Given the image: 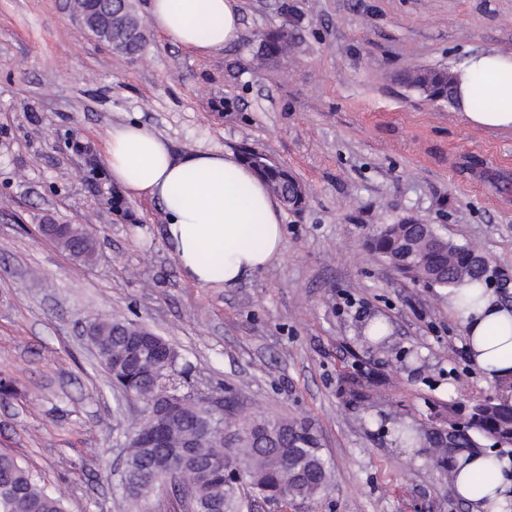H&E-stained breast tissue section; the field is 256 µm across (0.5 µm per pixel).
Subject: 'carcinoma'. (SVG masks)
Here are the masks:
<instances>
[{"label":"carcinoma","mask_w":512,"mask_h":512,"mask_svg":"<svg viewBox=\"0 0 512 512\" xmlns=\"http://www.w3.org/2000/svg\"><path fill=\"white\" fill-rule=\"evenodd\" d=\"M262 55L277 57L286 49V35L281 30L258 34ZM409 85L434 99H450L452 76L445 69L419 70L407 75ZM242 158L265 179L292 210L303 208L305 192L287 169L265 154L247 150ZM371 250L385 257L403 275L441 288H456L467 282L478 288L488 287L500 278V272L475 262V250L440 235L431 224H417L411 217L404 224H383L368 241ZM97 357L111 377L124 373L112 362V348L119 336H98ZM166 351L165 379L158 385H141L137 399L147 404L161 388L180 390L189 374L188 365L180 362L176 348L161 336H152ZM178 413L175 436L202 430L208 424L206 414L186 396ZM266 417L236 418L228 412L223 425L235 434L233 443L225 444L217 434L201 439L196 456H172L170 448H136L128 446L126 460L131 469L125 475L123 494L131 501L147 498L167 483L165 475L143 477L153 469L156 459L171 458L169 471L186 512H242L240 488L249 486L266 500H287L300 496L314 497L329 485L330 469L323 458L318 438L309 427L295 420L273 419L276 429L261 430ZM467 433L449 443L452 448H474L473 436L489 440L496 447L512 442V405L486 398L474 404L465 423ZM0 512H65L61 494L39 485L29 469L13 455L0 453Z\"/></svg>","instance_id":"obj_1"}]
</instances>
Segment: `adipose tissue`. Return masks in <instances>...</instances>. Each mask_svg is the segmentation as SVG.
Wrapping results in <instances>:
<instances>
[{
  "instance_id": "ef3b65f1",
  "label": "adipose tissue",
  "mask_w": 512,
  "mask_h": 512,
  "mask_svg": "<svg viewBox=\"0 0 512 512\" xmlns=\"http://www.w3.org/2000/svg\"><path fill=\"white\" fill-rule=\"evenodd\" d=\"M150 26L175 46L206 56L240 40V0H149ZM457 112L474 127L512 131V52L466 56L453 71ZM482 85L495 106L472 105ZM105 162L132 199L159 201L165 236L183 275L201 287L233 286L279 259L283 209L266 182L231 153L175 157L167 142L133 121L112 126ZM469 360L492 385L512 378V307L491 288L466 285L448 295ZM453 489L471 512H512V458L453 450Z\"/></svg>"
}]
</instances>
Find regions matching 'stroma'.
Here are the masks:
<instances>
[{
    "label": "stroma",
    "instance_id": "35a3bbf8",
    "mask_svg": "<svg viewBox=\"0 0 512 512\" xmlns=\"http://www.w3.org/2000/svg\"><path fill=\"white\" fill-rule=\"evenodd\" d=\"M240 40L207 56L154 30L120 52L69 0H0V452L63 492L66 512H129L125 433L143 404L116 389L82 332L121 319L191 365V395L240 416L302 421L331 469L314 500L248 512H470L448 451L393 430L447 427L497 396L471 365L445 290L396 272L366 239L412 216L512 276V133L468 126L405 77L512 51V0H242ZM288 30L285 52L258 33ZM138 121L174 155L252 149L307 193L284 212L279 261L234 287L183 277L161 205L126 198L104 161L112 125ZM86 227L85 263L44 237ZM380 318L385 344L364 341Z\"/></svg>",
    "mask_w": 512,
    "mask_h": 512
}]
</instances>
